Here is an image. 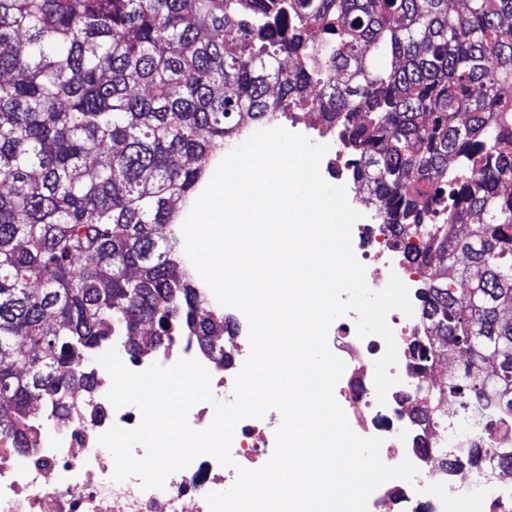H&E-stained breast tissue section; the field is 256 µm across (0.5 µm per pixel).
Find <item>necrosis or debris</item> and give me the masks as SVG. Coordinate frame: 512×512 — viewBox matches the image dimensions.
Returning a JSON list of instances; mask_svg holds the SVG:
<instances>
[{
  "label": "necrosis or debris",
  "mask_w": 512,
  "mask_h": 512,
  "mask_svg": "<svg viewBox=\"0 0 512 512\" xmlns=\"http://www.w3.org/2000/svg\"><path fill=\"white\" fill-rule=\"evenodd\" d=\"M351 235L356 258L373 276L372 287H383L378 276L382 268L406 275L384 225L374 217L365 216L363 223L353 225ZM230 319L237 344L225 351L223 371L212 370V358L201 357L185 336L159 352L155 363L168 367L183 359L201 360L211 370L213 396L232 400L235 379L250 355V340L243 331L245 315L234 308ZM328 346L345 364L336 400L356 434L382 438L380 458L386 465L409 457L419 469L414 482L402 480L385 490L374 503L375 512H458L462 503L472 500L512 506V479L504 473L471 467L461 478L433 466L431 449L438 437L415 421L404 391H395L385 404H378L375 362L386 343L378 336H359L356 313L337 320ZM111 386L106 379L91 393H73L70 418L53 439L25 450L0 448V512H210L207 494L235 484L239 469L263 467L275 452L282 417L271 409L237 423L230 446L232 465L204 454L170 474L160 489H142L135 476L114 481V457L99 438L114 426L136 429L142 414L132 404L114 406L107 397ZM434 485L446 486V494H432Z\"/></svg>",
  "instance_id": "4bbe7bcc"
}]
</instances>
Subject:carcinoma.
<instances>
[{"instance_id":"cac0c4a2","label":"carcinoma","mask_w":512,"mask_h":512,"mask_svg":"<svg viewBox=\"0 0 512 512\" xmlns=\"http://www.w3.org/2000/svg\"><path fill=\"white\" fill-rule=\"evenodd\" d=\"M460 2L0 0V442L37 447L36 399L66 420L116 330L133 358L182 333L224 357L229 323L155 227L224 140L299 111L340 131L421 277L407 400L484 436L441 465L512 469V0Z\"/></svg>"}]
</instances>
